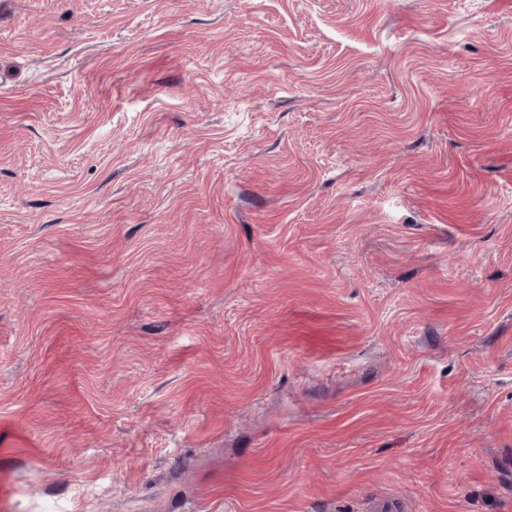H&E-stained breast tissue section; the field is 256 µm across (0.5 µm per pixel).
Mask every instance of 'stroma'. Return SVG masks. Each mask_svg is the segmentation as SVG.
Here are the masks:
<instances>
[{
  "label": "stroma",
  "instance_id": "1",
  "mask_svg": "<svg viewBox=\"0 0 512 512\" xmlns=\"http://www.w3.org/2000/svg\"><path fill=\"white\" fill-rule=\"evenodd\" d=\"M512 512V0H0V512Z\"/></svg>",
  "mask_w": 512,
  "mask_h": 512
}]
</instances>
